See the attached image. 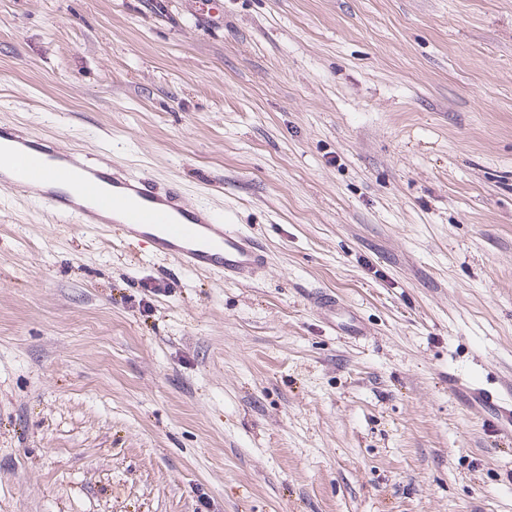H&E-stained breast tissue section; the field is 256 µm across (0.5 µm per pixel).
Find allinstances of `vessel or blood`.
Masks as SVG:
<instances>
[{
  "instance_id": "obj_1",
  "label": "vessel or blood",
  "mask_w": 512,
  "mask_h": 512,
  "mask_svg": "<svg viewBox=\"0 0 512 512\" xmlns=\"http://www.w3.org/2000/svg\"><path fill=\"white\" fill-rule=\"evenodd\" d=\"M0 190L75 223L145 239L156 254L183 268L219 272L231 282L251 278L266 264L252 236L224 223L208 206L188 203L177 182L136 174L114 161H89L81 151L12 124H0ZM313 303L331 317L337 334L363 335L361 321L342 309L335 294L317 292ZM448 390L462 394L472 408H494L499 422L512 425V405H503L495 392L453 373Z\"/></svg>"
}]
</instances>
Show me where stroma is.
I'll return each instance as SVG.
<instances>
[{
	"label": "stroma",
	"instance_id": "35a3bbf8",
	"mask_svg": "<svg viewBox=\"0 0 512 512\" xmlns=\"http://www.w3.org/2000/svg\"><path fill=\"white\" fill-rule=\"evenodd\" d=\"M0 122L268 255L0 195V512H512V0H0ZM313 303L317 310L324 315L331 316V328L338 335L363 336L364 327L356 314L343 307L336 295L328 291H319L313 297ZM343 309V315L336 320V311ZM448 390L454 395L456 393L462 394L467 406L474 409L484 410L494 407L500 425L507 422L508 425L511 424L512 426V404L505 407L495 392L469 380H463L454 373L448 375Z\"/></svg>",
	"mask_w": 512,
	"mask_h": 512
}]
</instances>
